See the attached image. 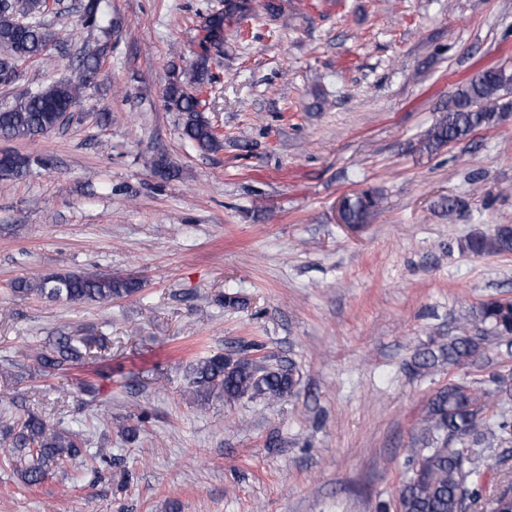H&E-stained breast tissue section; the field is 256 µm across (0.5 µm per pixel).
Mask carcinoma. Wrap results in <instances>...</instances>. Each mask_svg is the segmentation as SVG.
<instances>
[{"mask_svg": "<svg viewBox=\"0 0 512 512\" xmlns=\"http://www.w3.org/2000/svg\"><path fill=\"white\" fill-rule=\"evenodd\" d=\"M248 11L247 2L232 3L209 18V37L201 39V53L193 62V84L201 91L211 81L209 51L223 43L224 21L234 12ZM44 0H0V70L18 71L19 63L46 55L55 33L43 20ZM102 0H86L80 22L84 28L99 26ZM102 52L84 54L79 74L74 79L52 82L27 91L9 105L0 106V139L35 140L56 128L61 113L76 111L93 83L91 75L101 69ZM512 88V72L487 67L468 79L458 90L453 109L427 134L422 149L432 153L447 143L467 138L474 131L496 125L512 102L503 92ZM164 106L182 114V135L200 150L221 147V136L202 115L203 100L187 90L177 68L170 71L163 96ZM145 164L157 176H177L174 165L164 156H152ZM45 161L18 152L13 162L0 166V180H22ZM380 198L372 191L346 199L345 214L350 224H362L379 207ZM462 249L476 255L512 253V226L500 224L489 233L469 237ZM139 284L98 271L74 275L68 272L35 273L16 280L12 291L19 297L36 296L69 305L105 303L131 296ZM490 344L512 345V300L490 298L465 315L441 347L448 365L459 366L482 357ZM81 358L72 340L63 336L39 364L46 372L62 370ZM297 381L293 370L269 356L257 357L250 349L234 354L216 353L195 363L189 375L194 399L202 404L217 394L228 402L244 398L266 402L281 401L294 392ZM512 397V382L500 379L495 387L479 382L450 381L430 400L421 423L419 447L409 449L412 475L403 485L397 500L398 512H470L480 500V482L486 470H496L499 461L482 456L481 448L500 437L512 434V418L501 411H488L503 398ZM9 444L3 448L12 458L25 461L16 469L21 481L41 484L58 464L82 456L80 434L50 428L37 415L29 413L17 420L5 434ZM488 512H512V484L489 503Z\"/></svg>", "mask_w": 512, "mask_h": 512, "instance_id": "obj_1", "label": "carcinoma"}]
</instances>
